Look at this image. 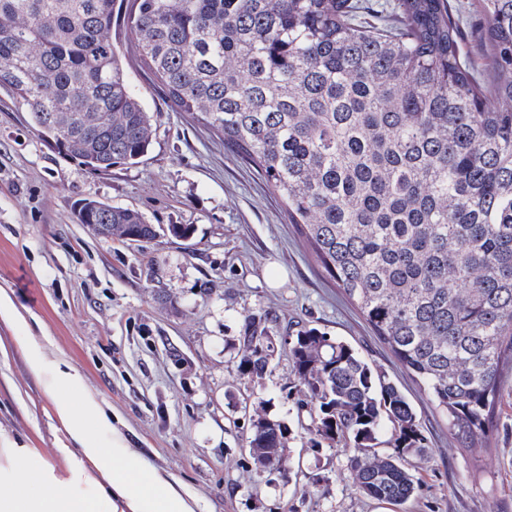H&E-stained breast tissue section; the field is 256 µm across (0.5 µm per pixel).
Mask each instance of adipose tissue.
Wrapping results in <instances>:
<instances>
[{"label": "adipose tissue", "mask_w": 512, "mask_h": 512, "mask_svg": "<svg viewBox=\"0 0 512 512\" xmlns=\"http://www.w3.org/2000/svg\"><path fill=\"white\" fill-rule=\"evenodd\" d=\"M22 348L32 376L50 374L45 394L76 445L85 477L97 495L74 496L60 481L53 491H44L47 471L40 465L41 449L5 445L0 447V470L9 471L12 480L0 483V512H99L103 502L109 504L110 512H196L197 503L183 485L146 463L122 432L113 431L110 447L98 445L89 426L111 425L112 411L90 392L66 396L78 377L73 367L63 361L48 364L37 337H27Z\"/></svg>", "instance_id": "adipose-tissue-1"}]
</instances>
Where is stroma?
Returning <instances> with one entry per match:
<instances>
[{
	"label": "stroma",
	"mask_w": 512,
	"mask_h": 512,
	"mask_svg": "<svg viewBox=\"0 0 512 512\" xmlns=\"http://www.w3.org/2000/svg\"><path fill=\"white\" fill-rule=\"evenodd\" d=\"M449 3L468 60L482 65L474 0ZM128 76L152 117V144L141 163L102 174L49 148L0 86V288L29 312L26 324H0L11 348L0 362V437L42 449L74 495L95 497L77 458L61 453L66 434L27 370L19 345L31 334L46 337L48 362L77 369L74 393L105 402L133 448L179 479L198 512H512V371L489 446L473 454L322 272L283 200L203 122L176 111L146 70L132 64ZM86 198L137 210L161 234L139 246L98 239L75 218ZM171 224L191 225L190 237L170 235ZM248 317L278 337L315 327L342 339L401 389L432 451L426 462L404 459L419 484L412 501L395 508L359 494L344 443L311 448L287 350L263 380L240 378ZM260 400L290 430L281 476L257 471L244 449L246 407Z\"/></svg>",
	"instance_id": "stroma-1"
}]
</instances>
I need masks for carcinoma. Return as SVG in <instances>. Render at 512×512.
<instances>
[{
  "label": "carcinoma",
  "instance_id": "cac0c4a2",
  "mask_svg": "<svg viewBox=\"0 0 512 512\" xmlns=\"http://www.w3.org/2000/svg\"><path fill=\"white\" fill-rule=\"evenodd\" d=\"M477 9L493 82L464 59L449 0H396L384 27L363 21L362 0H0V85L35 131L60 134L58 153L97 174L151 145L123 57L138 62L285 200L324 272L480 453L512 365V0ZM120 16L125 52L112 40ZM79 213L125 242L155 237L134 209L87 199ZM270 340L245 319L240 376L266 373ZM277 345L309 406L311 447L352 444L359 493L412 499L401 460L429 447L398 388L317 328ZM288 433L258 402L246 436L256 468L284 469Z\"/></svg>",
  "mask_w": 512,
  "mask_h": 512
}]
</instances>
